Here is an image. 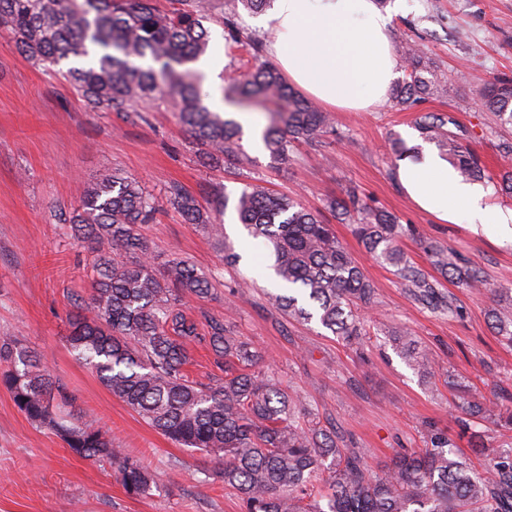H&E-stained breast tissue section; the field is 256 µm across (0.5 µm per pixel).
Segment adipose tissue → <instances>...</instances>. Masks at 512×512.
<instances>
[{
	"instance_id": "1",
	"label": "adipose tissue",
	"mask_w": 512,
	"mask_h": 512,
	"mask_svg": "<svg viewBox=\"0 0 512 512\" xmlns=\"http://www.w3.org/2000/svg\"><path fill=\"white\" fill-rule=\"evenodd\" d=\"M404 0L381 11L374 0H275L260 25L272 31L270 53L289 82L324 108L364 112L382 103L397 77L390 33ZM402 189L443 222L512 231V211L491 209L476 187L461 182L437 153L399 164Z\"/></svg>"
}]
</instances>
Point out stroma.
I'll use <instances>...</instances> for the list:
<instances>
[{"label": "stroma", "mask_w": 512, "mask_h": 512, "mask_svg": "<svg viewBox=\"0 0 512 512\" xmlns=\"http://www.w3.org/2000/svg\"><path fill=\"white\" fill-rule=\"evenodd\" d=\"M396 53L420 44L448 77L446 91L412 109L391 102L367 112H338L336 132L320 143H298L290 161L272 162L250 139L242 144L249 164L209 161L166 104L144 119L91 111L78 92L24 57L9 34H0V338H20L43 354L51 375L93 413L89 424L107 428L112 445L157 472V489L126 492L111 464L74 455L52 430L29 421L0 386V512H241L218 472L222 457H204L175 445L150 427L100 382L71 351L67 316L91 293L92 253L74 237L60 213L78 208L88 184L119 171L141 180L157 196L177 184L195 197L211 222L241 256L225 265L224 252L202 225L186 223L172 207L139 225L156 268L182 259L209 280L210 293L187 311L200 332L212 319L251 342L290 392L301 396L320 426L335 425L348 448H359L373 469L396 451L429 445L427 424L447 431L452 451L483 467L512 451V346L487 324L497 288H512V241L473 231L466 219L444 223L420 210L402 190L391 142L422 145L418 115L450 114L466 132V144L487 169L499 172L498 146L512 129L479 107L476 89L495 76L512 77V0H407L391 33ZM296 197L328 214L331 200L357 189L370 205L412 225L415 237L401 247L415 266L431 273L452 296L455 316L432 310L403 288L391 267L375 261L352 235L334 224L337 238L362 267L376 291L361 310L367 335L355 345L317 322L289 318L269 298L276 288L247 246L248 233L234 207L245 184ZM432 242L465 263L479 265L488 285L478 293L435 271L424 249ZM408 331L431 352L435 372L424 379L394 349L393 331ZM500 394L499 415L482 418L484 447L473 451L456 419L461 399Z\"/></svg>", "instance_id": "35a3bbf8"}]
</instances>
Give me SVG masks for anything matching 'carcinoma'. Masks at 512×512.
I'll return each mask as SVG.
<instances>
[{
  "label": "carcinoma",
  "mask_w": 512,
  "mask_h": 512,
  "mask_svg": "<svg viewBox=\"0 0 512 512\" xmlns=\"http://www.w3.org/2000/svg\"><path fill=\"white\" fill-rule=\"evenodd\" d=\"M215 8V0H172L168 12L152 0H0V29L13 35L20 53L69 79L89 108L141 119L157 99H166L209 159L241 164L249 160L242 127L204 104L193 68L207 51L203 21ZM222 24L227 48L243 49L253 61L251 70L228 77L222 96L274 114L261 133L273 161L286 163L292 143H316L333 131L330 117L262 60L263 40L239 26L236 9L224 13ZM69 59L83 64L62 68ZM405 61L407 77L392 91L396 105L411 109L446 87L445 74L425 64L418 46H406ZM476 94L501 124L512 126V78H495ZM450 124L451 117L433 112L415 120L420 137L438 147L459 178L486 181L511 198L512 171L489 173L463 143L464 133L447 129ZM168 200L187 223H206L182 187H170ZM159 210L138 180L115 172L88 186L79 207L61 218L90 243L94 272L93 294L70 318L67 342L114 396L163 436L204 456L223 454L220 478L236 492L241 512H512L511 452L477 472L448 450L447 433L429 428L431 447L400 453L386 471L376 472L359 449L340 447L336 432L305 424L312 412L274 373L256 370L262 355L250 342L219 320L200 335L185 299L208 294V281L185 260L173 259L156 273L137 231ZM235 210L251 241L273 257L269 268L282 287L270 295L274 304L290 318H316L333 335L360 342L357 309L374 303L375 289L325 218L258 185L243 188ZM330 211L352 226L369 255L394 269L415 299L456 314L452 299L405 256L400 242L409 227L394 214L354 195L332 201ZM425 249L444 274L467 288L485 287L480 267L460 264L431 242ZM488 320L512 343V297L500 295ZM392 342L413 371L431 376L429 354L408 333L396 332ZM197 343L224 360L223 377L208 384L188 378L184 367ZM0 362L6 364L0 385L27 419L59 434L73 454L108 460L128 493L157 487L158 476L147 465L112 447L106 431L79 422L64 385L20 340L0 339ZM462 411L472 447L482 448L473 419L488 407L466 401Z\"/></svg>",
  "instance_id": "carcinoma-1"
}]
</instances>
